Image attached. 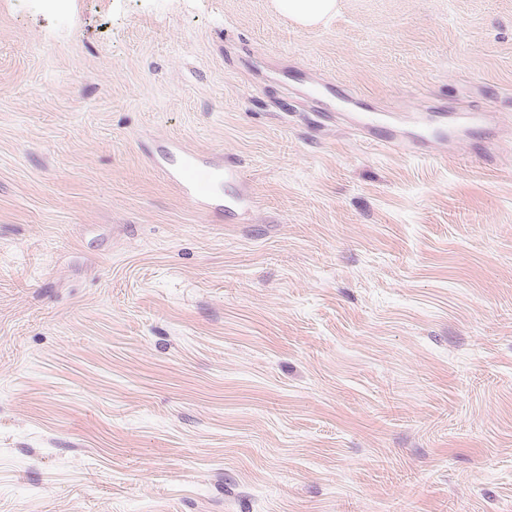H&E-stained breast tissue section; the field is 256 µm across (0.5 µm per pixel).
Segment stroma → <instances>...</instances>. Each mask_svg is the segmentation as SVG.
Wrapping results in <instances>:
<instances>
[{
	"label": "stroma",
	"instance_id": "35a3bbf8",
	"mask_svg": "<svg viewBox=\"0 0 512 512\" xmlns=\"http://www.w3.org/2000/svg\"><path fill=\"white\" fill-rule=\"evenodd\" d=\"M0 512H512V0H0ZM281 7L298 21L314 24L331 13L335 0H279ZM360 123L362 125V127L360 129L361 132L365 135L372 136L373 134H375V128H376L377 124L379 123V118L376 116H373V115H367L360 121ZM373 138H375V137H373ZM375 139L379 140L380 142H384L383 145L388 148L389 147H405V148H407L410 146L424 145V144L428 143L426 141H422L419 139H415V140L405 143L393 131H391V133L388 136L384 137L383 139H381V138H375ZM170 155L178 156L176 164L170 163ZM157 164L186 199L202 206L212 205L217 197V188L223 183L234 182L238 176V170L207 161L182 146L162 153Z\"/></svg>",
	"mask_w": 512,
	"mask_h": 512
}]
</instances>
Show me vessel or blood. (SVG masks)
Masks as SVG:
<instances>
[{
    "instance_id": "obj_1",
    "label": "vessel or blood",
    "mask_w": 512,
    "mask_h": 512,
    "mask_svg": "<svg viewBox=\"0 0 512 512\" xmlns=\"http://www.w3.org/2000/svg\"><path fill=\"white\" fill-rule=\"evenodd\" d=\"M157 164L186 199L202 206L212 205L218 187L238 176L236 169L205 160L180 146L172 154H161Z\"/></svg>"
}]
</instances>
